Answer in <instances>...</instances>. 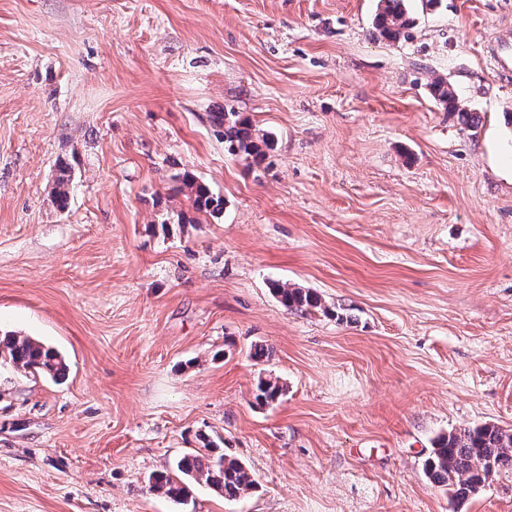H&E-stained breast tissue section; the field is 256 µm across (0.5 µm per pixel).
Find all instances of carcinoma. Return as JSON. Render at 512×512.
Returning a JSON list of instances; mask_svg holds the SVG:
<instances>
[{
	"label": "carcinoma",
	"mask_w": 512,
	"mask_h": 512,
	"mask_svg": "<svg viewBox=\"0 0 512 512\" xmlns=\"http://www.w3.org/2000/svg\"><path fill=\"white\" fill-rule=\"evenodd\" d=\"M379 2L375 28L380 36L394 42L408 39L414 18L404 0ZM429 90L445 111L458 112L465 121H470V112L461 106L447 79L432 78ZM211 119L215 127L223 130L224 148L229 154L250 159L254 165L266 159L265 148L270 146L268 135L256 136L253 126L240 118L234 109L214 112ZM182 183L194 194L196 209L213 213L223 210V202L193 177L184 176ZM272 291L291 311L306 314L322 309L321 298L309 289L274 283ZM0 363L54 381L61 379L67 370L65 359L57 350L18 334L0 337ZM284 391L278 381L262 379L257 385L255 400L259 404H268L279 399ZM509 471H512V432L491 424L438 437L425 463L429 480L447 489L450 498L456 502L483 492L495 476ZM193 482L206 484L228 501L236 500L256 487L254 476L242 462L224 453V449L209 444L184 454L172 471L152 476L151 489L181 503L188 499L189 485Z\"/></svg>",
	"instance_id": "obj_1"
}]
</instances>
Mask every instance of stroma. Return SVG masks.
<instances>
[{
    "label": "stroma",
    "mask_w": 512,
    "mask_h": 512,
    "mask_svg": "<svg viewBox=\"0 0 512 512\" xmlns=\"http://www.w3.org/2000/svg\"><path fill=\"white\" fill-rule=\"evenodd\" d=\"M377 6L0 0V331L68 365L0 366V512H512V473L457 504L424 471L439 435L512 430V0H409L397 42ZM229 106L273 137L259 167ZM206 437L254 489L150 491ZM432 98L437 102L445 112H459L468 124L470 121V112L459 103V99L454 87L443 77H434L428 84ZM211 119L215 127L224 129V148L230 155L242 156L246 160L251 158L249 165H260L266 159L263 147L268 149L270 146L268 135L263 134L261 139L256 136L253 126L241 119L239 112L230 108L212 113ZM183 185L194 194V205L198 210L220 213L223 210V202L216 199L209 189L201 183H198L193 177L185 175L182 178ZM273 294L288 310L303 314L324 310L321 298L313 291L288 284H272Z\"/></svg>",
    "instance_id": "35a3bbf8"
}]
</instances>
